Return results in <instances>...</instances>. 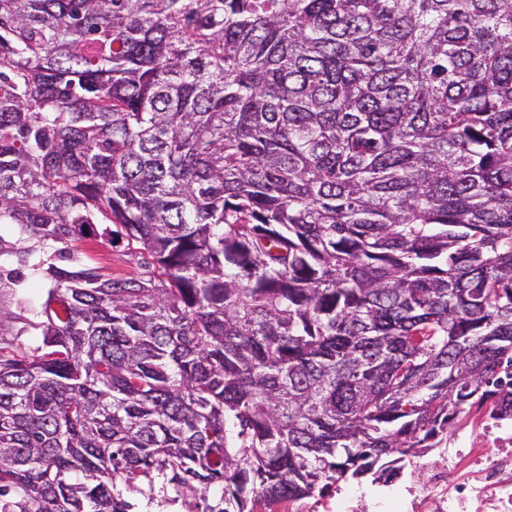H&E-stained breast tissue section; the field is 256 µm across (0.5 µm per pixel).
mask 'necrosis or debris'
Masks as SVG:
<instances>
[{"label":"necrosis or debris","instance_id":"4bbe7bcc","mask_svg":"<svg viewBox=\"0 0 512 512\" xmlns=\"http://www.w3.org/2000/svg\"><path fill=\"white\" fill-rule=\"evenodd\" d=\"M445 453L447 467L402 486L397 512H512V417L479 415Z\"/></svg>","mask_w":512,"mask_h":512}]
</instances>
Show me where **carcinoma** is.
<instances>
[{"instance_id":"1","label":"carcinoma","mask_w":512,"mask_h":512,"mask_svg":"<svg viewBox=\"0 0 512 512\" xmlns=\"http://www.w3.org/2000/svg\"><path fill=\"white\" fill-rule=\"evenodd\" d=\"M2 291L0 512H254L508 412L512 0H0ZM75 248L90 262L103 268L102 272L112 276L134 277L143 269L139 267L138 257L133 256L127 249L125 239H116L113 244L100 238H86L71 241L68 244L57 243L54 249Z\"/></svg>"}]
</instances>
